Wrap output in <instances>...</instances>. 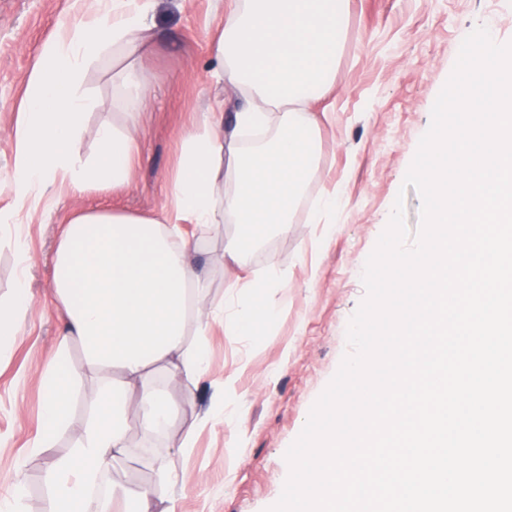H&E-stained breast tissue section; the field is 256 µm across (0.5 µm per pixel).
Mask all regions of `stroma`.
<instances>
[{
  "instance_id": "obj_1",
  "label": "stroma",
  "mask_w": 512,
  "mask_h": 512,
  "mask_svg": "<svg viewBox=\"0 0 512 512\" xmlns=\"http://www.w3.org/2000/svg\"><path fill=\"white\" fill-rule=\"evenodd\" d=\"M229 5L153 0L151 48L136 63L149 100L135 123L142 161L130 185L79 191L56 181L20 211L17 232L28 262L11 245L0 246V299L10 298L21 278L33 296L17 336L0 346V481L23 467L28 512H52L44 463L73 451L91 413L84 395L92 384L77 375L69 399L74 424L50 448L32 452L42 415L41 377L64 324L53 293L58 238L78 209L153 214L166 200L181 142L203 112L223 100L224 120L232 122L243 102L210 75L213 42ZM97 15L92 0H0V175L12 168L15 129L43 45L60 25L72 28ZM481 24L496 42L512 41V0H352L336 69V121L322 131L320 166L287 235L268 239L245 264L246 274L259 280L274 270L284 273L285 284L267 292L278 305L276 317L247 336L228 335L223 323L211 321L208 377L196 387L169 388L174 415L152 440H142L136 421H129L135 452L102 476V492L116 481L150 485L159 497L176 498L177 512H267L278 501L289 473L285 454L349 350L346 331L365 297V263L396 197L404 199L409 235L419 229L421 197L402 183L461 43ZM122 67L106 54L82 75L92 102L82 160L98 154L100 126L125 123L115 104ZM332 186L340 187L342 205L309 223L308 207ZM185 230L212 260L205 300L215 302L226 291L224 236L198 235L190 224ZM240 405L246 415L231 426L222 422ZM207 415L214 423L203 424ZM186 441L191 447L184 454L179 447ZM156 457L169 460L177 485L157 484L150 467Z\"/></svg>"
}]
</instances>
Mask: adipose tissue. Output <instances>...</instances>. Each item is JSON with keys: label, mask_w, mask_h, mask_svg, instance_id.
Instances as JSON below:
<instances>
[{"label": "adipose tissue", "mask_w": 512, "mask_h": 512, "mask_svg": "<svg viewBox=\"0 0 512 512\" xmlns=\"http://www.w3.org/2000/svg\"><path fill=\"white\" fill-rule=\"evenodd\" d=\"M350 12L351 0H232L213 45L214 77L245 101L232 127H225L219 102L186 134L160 217L85 210L63 229L54 290L66 322L58 355L42 375L35 445L50 447L71 423V345L83 349L82 374L98 381L88 392L98 415L85 422L70 456L46 463L54 512H105L93 490L132 452L129 414H136L145 437L168 426L172 407L155 380L205 378L211 316L226 317L232 336L250 334L274 318L267 282L238 274L228 282L232 314L220 302L206 311L197 247L183 227L230 225L224 263L231 267L264 240L287 233L319 166L321 130L332 121L327 98ZM151 29L150 0H107L101 18L45 45L15 131L18 149L7 185L17 206L59 175L80 190L129 183L141 151L128 127L102 126L97 157L79 158L90 106L79 81L105 50L117 51L127 62L119 72L122 107L127 116L139 113L148 91L130 61L148 49Z\"/></svg>", "instance_id": "1"}]
</instances>
